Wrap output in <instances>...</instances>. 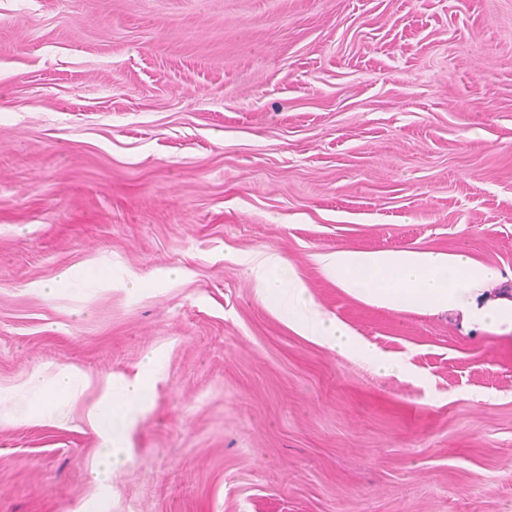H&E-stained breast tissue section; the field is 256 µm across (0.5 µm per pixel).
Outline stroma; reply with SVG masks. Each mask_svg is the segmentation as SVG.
Segmentation results:
<instances>
[{"instance_id":"1","label":"stroma","mask_w":512,"mask_h":512,"mask_svg":"<svg viewBox=\"0 0 512 512\" xmlns=\"http://www.w3.org/2000/svg\"><path fill=\"white\" fill-rule=\"evenodd\" d=\"M336 248L512 275V0H0V387L160 358L105 512H512V343L345 294ZM267 252L410 374L297 334ZM78 264L180 274L34 290ZM94 397L0 408V512L95 499Z\"/></svg>"}]
</instances>
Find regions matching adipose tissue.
Listing matches in <instances>:
<instances>
[{"instance_id": "adipose-tissue-1", "label": "adipose tissue", "mask_w": 512, "mask_h": 512, "mask_svg": "<svg viewBox=\"0 0 512 512\" xmlns=\"http://www.w3.org/2000/svg\"><path fill=\"white\" fill-rule=\"evenodd\" d=\"M318 264L328 280L368 304L398 312L458 313L469 329H493L501 336H512V289L485 298L487 286L500 282L501 275L467 255L336 249L321 254ZM249 273L267 304L302 335L378 370L403 372L401 361L378 353L337 318L324 316L305 284L279 255H265L250 266ZM109 281V276L95 269L74 266L51 282L37 283L35 289L45 295L60 290L79 292ZM158 365V357L152 356L142 362L136 376L107 379L89 406L87 421L101 448V463L93 478L102 499L110 496L112 477L126 462L132 426L152 402L145 379ZM90 384L88 376L68 367L58 368L49 378L35 371L19 385L0 389V403L20 401L25 422L63 427L70 420L71 403Z\"/></svg>"}]
</instances>
